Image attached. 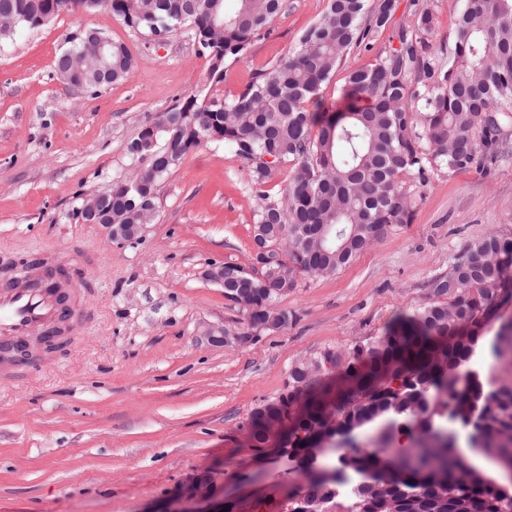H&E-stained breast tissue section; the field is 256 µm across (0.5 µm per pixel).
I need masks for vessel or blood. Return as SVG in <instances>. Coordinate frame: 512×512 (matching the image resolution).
<instances>
[{
	"instance_id": "obj_1",
	"label": "vessel or blood",
	"mask_w": 512,
	"mask_h": 512,
	"mask_svg": "<svg viewBox=\"0 0 512 512\" xmlns=\"http://www.w3.org/2000/svg\"><path fill=\"white\" fill-rule=\"evenodd\" d=\"M59 315L51 279L38 281L29 288L0 287V333L14 342L25 341Z\"/></svg>"
}]
</instances>
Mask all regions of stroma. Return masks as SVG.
Instances as JSON below:
<instances>
[{
    "instance_id": "obj_1",
    "label": "stroma",
    "mask_w": 512,
    "mask_h": 512,
    "mask_svg": "<svg viewBox=\"0 0 512 512\" xmlns=\"http://www.w3.org/2000/svg\"><path fill=\"white\" fill-rule=\"evenodd\" d=\"M327 0H283L267 31L224 80L184 31L154 36L112 13L80 11L17 32L0 48V267L39 254L72 271L76 326L61 350L19 378L0 372V512H287L300 483L278 447H255L248 417L277 397L292 364L381 335L426 300L470 242L512 237V128L485 168L417 174L411 223L394 224L334 276L302 275L279 300L293 320L240 346L204 332L243 312L208 281L211 265L250 264L260 200L223 144L191 151L157 188L155 223L128 241L76 212L135 164L128 145L176 99L242 91L284 56ZM463 0H396L370 47L343 57L322 95L337 105L350 71L374 61L394 32L429 9L435 46L451 52ZM93 28L131 51L135 67L100 94L64 83L56 56Z\"/></svg>"
}]
</instances>
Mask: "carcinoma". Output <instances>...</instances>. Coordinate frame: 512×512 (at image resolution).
<instances>
[{
  "instance_id": "carcinoma-1",
  "label": "carcinoma",
  "mask_w": 512,
  "mask_h": 512,
  "mask_svg": "<svg viewBox=\"0 0 512 512\" xmlns=\"http://www.w3.org/2000/svg\"><path fill=\"white\" fill-rule=\"evenodd\" d=\"M282 0H0V41L39 27L63 12L106 9L154 35L187 29L209 60V81L224 80L229 60L242 58L267 29ZM395 0H327L321 17L292 51L268 63L240 93L224 99L191 94L151 123L153 138L130 152L140 163L129 180L112 184L104 224L156 219L157 186L192 150L221 142L243 162L262 205L253 230L266 225L264 277L224 264V297L243 321L282 328L292 315L278 299L301 275L332 276L375 243L392 224H409L416 197L402 178L445 169L479 168L494 159L512 125V0H465L448 61L432 43L433 14L395 33L398 46L353 70L341 90L345 108L323 115L322 88L346 51L386 26ZM55 59L70 86L98 93L129 76V48L112 42L103 61L81 37ZM111 82L100 81L104 64ZM316 110L311 112L308 105ZM293 163L288 183L270 193L276 169ZM512 238L489 233L455 256L434 277L427 300L381 336L326 349L291 366L285 390L248 418L253 442H269L272 422L284 423L280 447L305 471L306 484L288 512H313L324 502L337 512H512V481L488 478L469 461L455 427L496 469L512 463V322L491 343L488 375L471 366L487 325L512 300ZM373 430L372 447L355 446ZM349 441L329 475L308 460L321 434ZM405 435L406 448H394ZM384 473L364 482L345 505L337 498L343 473Z\"/></svg>"
}]
</instances>
